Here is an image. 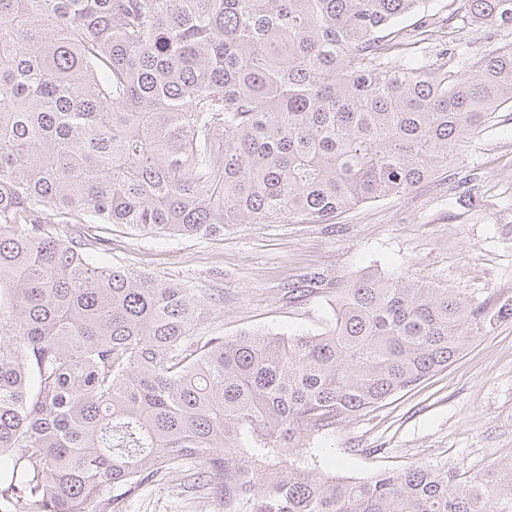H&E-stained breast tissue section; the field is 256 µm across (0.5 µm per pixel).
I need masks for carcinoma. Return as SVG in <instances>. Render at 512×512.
Here are the masks:
<instances>
[{"label":"carcinoma","instance_id":"carcinoma-1","mask_svg":"<svg viewBox=\"0 0 512 512\" xmlns=\"http://www.w3.org/2000/svg\"><path fill=\"white\" fill-rule=\"evenodd\" d=\"M433 0H0L5 512H123L190 462L220 512H512V462L318 474L313 436L448 367L479 307L368 271L316 334L202 342L207 298L44 212L207 237L404 196L512 104V43L427 54ZM418 16L413 31L401 26ZM461 25L512 26V0Z\"/></svg>","mask_w":512,"mask_h":512}]
</instances>
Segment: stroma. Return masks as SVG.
<instances>
[{"label":"stroma","mask_w":512,"mask_h":512,"mask_svg":"<svg viewBox=\"0 0 512 512\" xmlns=\"http://www.w3.org/2000/svg\"><path fill=\"white\" fill-rule=\"evenodd\" d=\"M439 33L477 59L512 43V27H460L435 0ZM81 235L94 259L197 289L210 304L194 333L265 329L316 333L336 290L368 270L429 275L482 308L479 338L447 369L315 435L321 473L368 478L416 466L468 481L512 460V106L503 105L451 165L410 194L352 207L329 224L280 219L208 237L158 236L79 213L47 212ZM293 288L303 297L290 296ZM124 512H218L211 489L186 476L127 499Z\"/></svg>","instance_id":"stroma-1"}]
</instances>
